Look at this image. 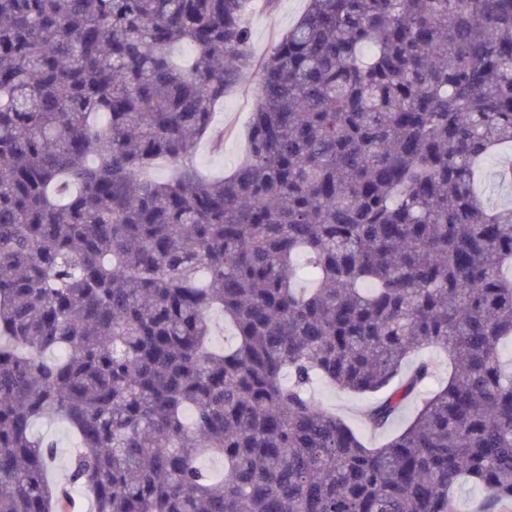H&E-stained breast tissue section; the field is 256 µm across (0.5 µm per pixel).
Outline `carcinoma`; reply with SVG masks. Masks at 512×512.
Here are the masks:
<instances>
[{
	"label": "carcinoma",
	"instance_id": "carcinoma-1",
	"mask_svg": "<svg viewBox=\"0 0 512 512\" xmlns=\"http://www.w3.org/2000/svg\"><path fill=\"white\" fill-rule=\"evenodd\" d=\"M251 4L0 0V512H456L467 481L512 512V207L476 191L512 144V0H307L261 59ZM254 77L208 178L192 146ZM427 345L448 382L378 448L309 396H374L383 431ZM255 82L237 88L228 97L214 116L218 130H224V145L214 149L207 140L197 143L193 158L202 173L222 176L231 173L239 164L245 148L243 137L249 122ZM231 127V131L228 128ZM427 361L434 367V377L430 380L429 387H436L442 380L448 379V363L443 352L431 346H425L412 355L406 363V371L412 369L418 362ZM35 432L56 441V461L52 475L63 480L66 474L68 454L73 445V437L67 424L61 420L38 423Z\"/></svg>",
	"mask_w": 512,
	"mask_h": 512
}]
</instances>
